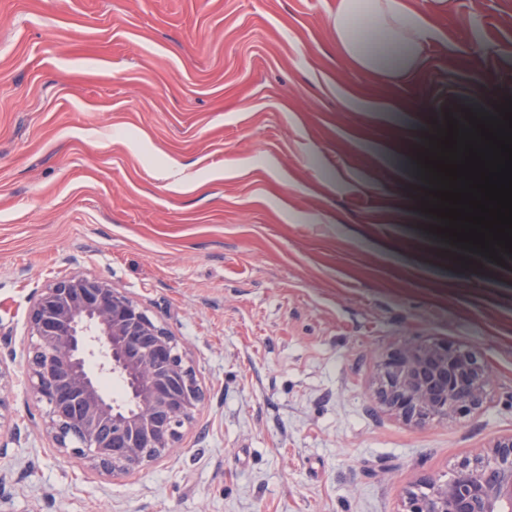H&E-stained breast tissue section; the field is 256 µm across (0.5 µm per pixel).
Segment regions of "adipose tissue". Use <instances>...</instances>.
Masks as SVG:
<instances>
[{"instance_id":"1","label":"adipose tissue","mask_w":512,"mask_h":512,"mask_svg":"<svg viewBox=\"0 0 512 512\" xmlns=\"http://www.w3.org/2000/svg\"><path fill=\"white\" fill-rule=\"evenodd\" d=\"M336 41L352 68L384 83L425 81V56L435 31L412 0H337ZM390 48V57L377 46Z\"/></svg>"}]
</instances>
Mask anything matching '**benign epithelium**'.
Instances as JSON below:
<instances>
[{
	"mask_svg": "<svg viewBox=\"0 0 512 512\" xmlns=\"http://www.w3.org/2000/svg\"><path fill=\"white\" fill-rule=\"evenodd\" d=\"M27 366L55 448L99 472L129 475L161 458L205 400L177 338L111 282L82 274L54 279L31 303ZM103 373L121 378L127 400L103 391ZM490 385L477 351L420 337L385 359L378 393L421 423L480 409ZM405 512H512V435L408 492Z\"/></svg>",
	"mask_w": 512,
	"mask_h": 512,
	"instance_id": "1",
	"label": "benign epithelium"
}]
</instances>
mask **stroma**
I'll use <instances>...</instances> for the list:
<instances>
[{"mask_svg":"<svg viewBox=\"0 0 512 512\" xmlns=\"http://www.w3.org/2000/svg\"><path fill=\"white\" fill-rule=\"evenodd\" d=\"M336 0H0V450L13 512H403L512 434V255L442 236L411 137L512 104V0H418L430 82L379 88ZM348 99L365 102L347 112ZM111 281L207 391L160 461L60 455L28 390L27 316L55 278ZM434 337L491 374L478 412L406 423L380 365Z\"/></svg>","mask_w":512,"mask_h":512,"instance_id":"stroma-1","label":"stroma"}]
</instances>
